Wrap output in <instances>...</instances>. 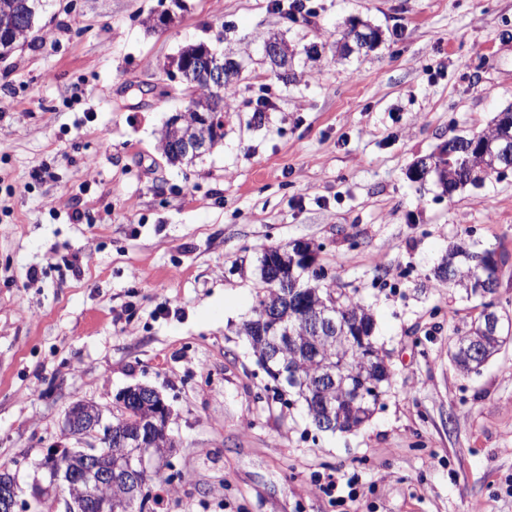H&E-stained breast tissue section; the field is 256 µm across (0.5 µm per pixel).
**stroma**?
<instances>
[{"label":"stroma","instance_id":"1","mask_svg":"<svg viewBox=\"0 0 512 512\" xmlns=\"http://www.w3.org/2000/svg\"><path fill=\"white\" fill-rule=\"evenodd\" d=\"M308 6L47 0L42 37L0 60V466L22 482L71 402L140 383L174 414L163 512H512V340L459 372L483 299L432 275L460 241L512 253V173L449 197L408 176L512 107V0ZM352 21L380 40L337 57ZM273 33L297 50L286 82L259 51ZM201 42L242 73L223 138L173 165L167 66ZM297 240L371 309L394 375L351 432L275 394L239 332L257 256Z\"/></svg>","mask_w":512,"mask_h":512}]
</instances>
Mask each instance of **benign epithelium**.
<instances>
[{"mask_svg": "<svg viewBox=\"0 0 512 512\" xmlns=\"http://www.w3.org/2000/svg\"><path fill=\"white\" fill-rule=\"evenodd\" d=\"M19 39L15 24H0V56L9 53ZM265 61L271 65L272 73L287 78L292 69L293 52L288 43L271 35L263 42ZM176 72L171 78L180 79L189 86L196 83L197 78L206 79L217 88L224 82L238 77L240 65L224 53L202 45L197 66L187 65L183 59L172 62ZM186 123V134L178 146V152L192 158L211 152L220 133L224 131V109L218 100H211L195 109L194 118L186 121V112L180 110L169 120L167 127H175ZM502 140L509 145L501 148L500 165L491 166L488 173L495 177H503L512 170V128L504 129ZM269 264L272 267L270 277L272 283L280 288L275 303L264 306L258 318L252 320L253 334L262 338L271 336L276 330L288 334L281 328L283 317L282 306L296 304L300 294L298 280L288 274V268L300 264L309 269L317 266L319 247L309 242H294L288 248V256H283L279 246L267 248ZM498 288L495 276L488 275L474 283V292L487 297L482 317L481 336H467L452 354L453 363L465 365L469 373L478 374L488 362L485 355L486 341L504 340L503 316L500 306L493 299ZM308 329L317 336L341 331L338 340L350 350L359 353L364 360L371 361L377 355L376 345L372 341L374 325L363 321L357 322L347 329H338L337 309L333 305L313 307L308 319ZM384 369L382 376H362L354 379L348 373L346 358L336 359V365L330 367L319 380V388H337L345 395L346 403L354 405L358 401L380 394V383L390 378L387 363H381ZM140 407L147 411L144 418L138 420L136 426L125 432L122 444L130 452L119 462H112V452L105 448V441L112 440V422L105 420V414L126 412L132 407ZM173 411L161 392L157 389L137 384L121 390L115 398L113 407L106 410L93 401L78 400L73 402L65 412L62 431L67 439L76 441L77 447H60L49 454L53 459L64 458L66 467L61 468L53 462L45 463L49 472V485L34 484L30 499L20 500L24 489L20 486L15 474L7 473L0 476V512H16L17 507L27 509L29 500L36 499L56 510L63 506V512H116L113 505L112 488L119 486L123 490V498L129 503L135 502L149 505L152 490L145 481L147 470L154 465L150 448L155 443L158 432L169 434Z\"/></svg>", "mask_w": 512, "mask_h": 512, "instance_id": "7a95c632", "label": "benign epithelium"}]
</instances>
